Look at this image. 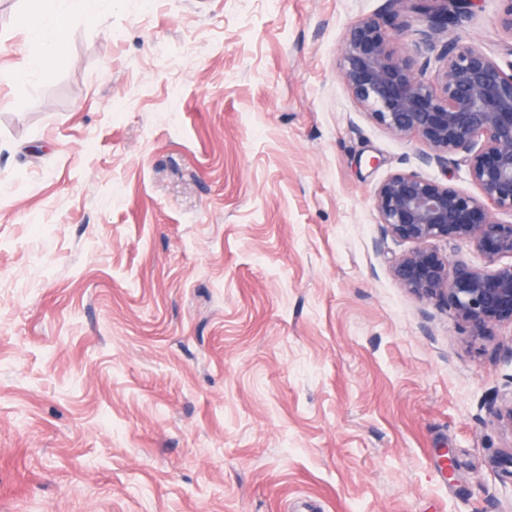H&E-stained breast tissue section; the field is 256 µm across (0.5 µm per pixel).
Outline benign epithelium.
I'll list each match as a JSON object with an SVG mask.
<instances>
[{
	"label": "benign epithelium",
	"instance_id": "obj_1",
	"mask_svg": "<svg viewBox=\"0 0 512 512\" xmlns=\"http://www.w3.org/2000/svg\"><path fill=\"white\" fill-rule=\"evenodd\" d=\"M406 12L426 24L423 44L442 39L435 88L430 60L395 54L391 32L409 27ZM470 14L467 0H388L385 13L362 19L347 32L343 73L353 97L397 135L417 138L443 162L461 155L479 195L411 173H395L375 190L383 233L415 244L392 272L421 300L452 310L472 340L512 324V72L481 48L461 43L450 26ZM431 241L470 245L492 266L478 269L428 247ZM498 427L512 436V398L492 407Z\"/></svg>",
	"mask_w": 512,
	"mask_h": 512
}]
</instances>
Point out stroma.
I'll return each mask as SVG.
<instances>
[{"instance_id": "stroma-1", "label": "stroma", "mask_w": 512, "mask_h": 512, "mask_svg": "<svg viewBox=\"0 0 512 512\" xmlns=\"http://www.w3.org/2000/svg\"><path fill=\"white\" fill-rule=\"evenodd\" d=\"M386 5L100 0L0 81V512H512V325L402 288L373 204L478 192L343 79ZM35 6L0 0V73ZM498 15L454 34L506 69ZM50 46L51 48L58 49L60 46L59 38ZM50 46L42 42H35L34 46L29 48L25 54L23 69L17 72L14 77L22 78L30 71L42 70L44 55Z\"/></svg>"}]
</instances>
